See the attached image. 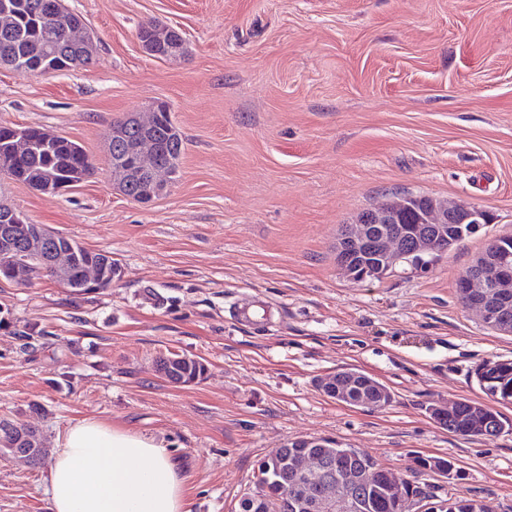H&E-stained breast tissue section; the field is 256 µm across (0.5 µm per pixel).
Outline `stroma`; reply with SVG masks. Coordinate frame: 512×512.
Wrapping results in <instances>:
<instances>
[{
  "label": "stroma",
  "instance_id": "obj_1",
  "mask_svg": "<svg viewBox=\"0 0 512 512\" xmlns=\"http://www.w3.org/2000/svg\"><path fill=\"white\" fill-rule=\"evenodd\" d=\"M96 37L93 63L25 76L0 68V123L78 142L93 173L43 194L0 177L28 222L108 253L111 287L71 294L47 276L0 281V419L41 431L40 464L0 456V512H43L65 428L100 420L180 458L190 512H236L258 463L323 437L408 474L451 459L447 494L512 512V433L462 437L430 405L462 399L512 419L481 389L512 359L455 282L512 235V0H64ZM179 31L183 55L144 52L142 25ZM168 104L184 139L163 195L141 204L108 166L113 121ZM429 195L493 220L421 273L359 281L341 231L388 198ZM262 300L269 320L241 324ZM204 363L170 383L161 358ZM355 367L386 384L377 411L324 395Z\"/></svg>",
  "mask_w": 512,
  "mask_h": 512
}]
</instances>
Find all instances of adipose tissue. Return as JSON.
<instances>
[{
  "mask_svg": "<svg viewBox=\"0 0 512 512\" xmlns=\"http://www.w3.org/2000/svg\"><path fill=\"white\" fill-rule=\"evenodd\" d=\"M45 512H189L174 454L161 442L82 419L65 429L47 479Z\"/></svg>",
  "mask_w": 512,
  "mask_h": 512,
  "instance_id": "adipose-tissue-1",
  "label": "adipose tissue"
}]
</instances>
